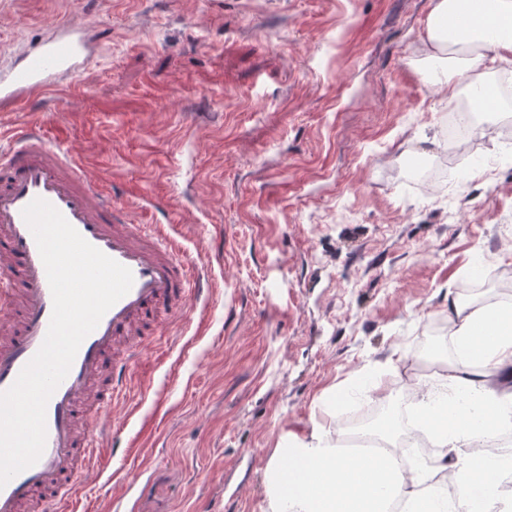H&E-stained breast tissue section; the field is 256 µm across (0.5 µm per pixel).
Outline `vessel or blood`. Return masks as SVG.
Masks as SVG:
<instances>
[{"label":"vessel or blood","instance_id":"b4317fda","mask_svg":"<svg viewBox=\"0 0 512 512\" xmlns=\"http://www.w3.org/2000/svg\"><path fill=\"white\" fill-rule=\"evenodd\" d=\"M102 40L100 31L80 25L54 27L0 67V104L25 102L79 75ZM37 198L134 278L83 340L49 399L40 459L0 488V512H77L83 486L103 474L104 421L125 393L138 350L159 322L178 324L209 297L211 282L189 264L166 225L130 223L126 205L74 154L51 145L40 127L16 129L0 149V392L41 347L52 314L46 270L22 216Z\"/></svg>","mask_w":512,"mask_h":512}]
</instances>
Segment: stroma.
Instances as JSON below:
<instances>
[{
    "instance_id": "1",
    "label": "stroma",
    "mask_w": 512,
    "mask_h": 512,
    "mask_svg": "<svg viewBox=\"0 0 512 512\" xmlns=\"http://www.w3.org/2000/svg\"><path fill=\"white\" fill-rule=\"evenodd\" d=\"M431 0H0V66L52 26L112 34L85 72L23 108L125 203L168 224L212 292L160 327L112 418L83 506L266 512V465L331 387L334 428L378 369L409 383L475 254L512 272V151L470 143L471 184L404 188L403 164L452 162L449 108L419 61Z\"/></svg>"
}]
</instances>
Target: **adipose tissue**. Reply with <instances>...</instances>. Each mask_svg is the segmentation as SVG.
I'll return each mask as SVG.
<instances>
[{
    "label": "adipose tissue",
    "instance_id": "ef3b65f1",
    "mask_svg": "<svg viewBox=\"0 0 512 512\" xmlns=\"http://www.w3.org/2000/svg\"><path fill=\"white\" fill-rule=\"evenodd\" d=\"M456 46L471 55L453 79L440 81L448 100L460 86L477 87L495 61L512 56V0H434L422 51L435 57ZM448 335L453 354L439 385L418 383L397 396L374 380L364 389L392 406L384 435L398 427L401 410L423 420L438 449L432 462L406 470L391 451L348 453L339 433L316 422L295 438L289 454L271 457L268 512H389L396 501L406 512H512V495L499 490L512 477V453L485 450L488 441L512 431V303L456 306ZM445 472L453 475L450 495L433 480Z\"/></svg>",
    "mask_w": 512,
    "mask_h": 512
}]
</instances>
